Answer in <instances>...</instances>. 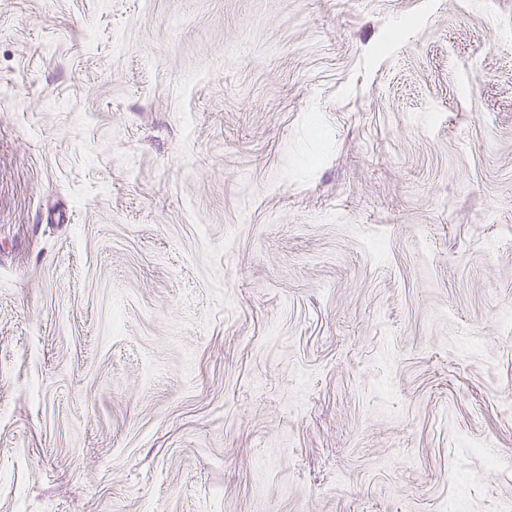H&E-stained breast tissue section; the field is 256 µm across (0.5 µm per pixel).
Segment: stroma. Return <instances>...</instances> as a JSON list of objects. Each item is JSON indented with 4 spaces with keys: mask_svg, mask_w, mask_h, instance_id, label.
Segmentation results:
<instances>
[{
    "mask_svg": "<svg viewBox=\"0 0 512 512\" xmlns=\"http://www.w3.org/2000/svg\"><path fill=\"white\" fill-rule=\"evenodd\" d=\"M512 0H0V512H512Z\"/></svg>",
    "mask_w": 512,
    "mask_h": 512,
    "instance_id": "obj_1",
    "label": "stroma"
}]
</instances>
